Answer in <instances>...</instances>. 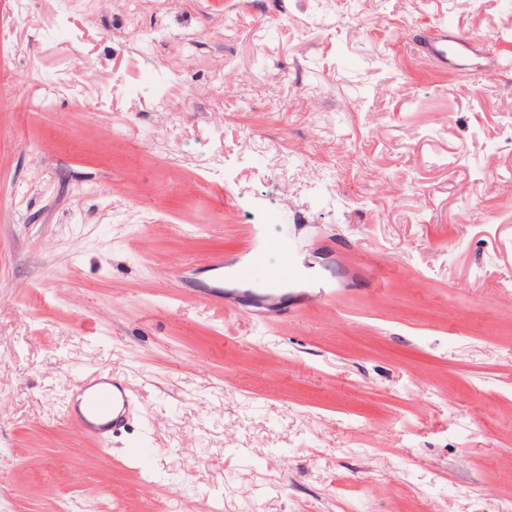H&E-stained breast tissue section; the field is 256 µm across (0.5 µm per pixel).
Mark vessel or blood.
Instances as JSON below:
<instances>
[{
  "label": "vessel or blood",
  "instance_id": "obj_1",
  "mask_svg": "<svg viewBox=\"0 0 512 512\" xmlns=\"http://www.w3.org/2000/svg\"><path fill=\"white\" fill-rule=\"evenodd\" d=\"M424 56L444 65L454 64L457 70L468 76L494 78L501 70L500 62L490 61L487 49L476 45L445 22L440 23L429 37ZM78 392L84 397L87 411L68 416V423L101 446H108L111 435L126 424L131 394L122 386L110 385L105 377L82 382Z\"/></svg>",
  "mask_w": 512,
  "mask_h": 512
}]
</instances>
